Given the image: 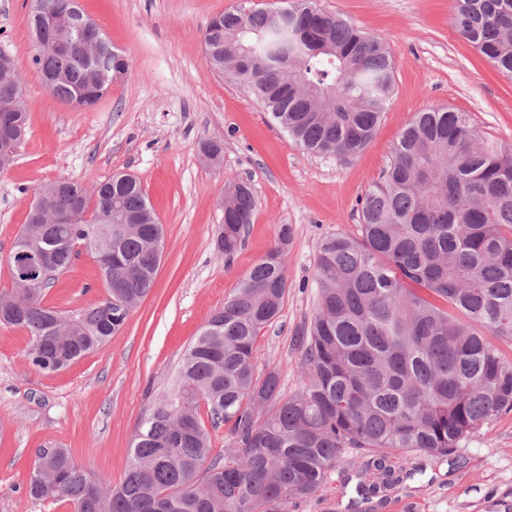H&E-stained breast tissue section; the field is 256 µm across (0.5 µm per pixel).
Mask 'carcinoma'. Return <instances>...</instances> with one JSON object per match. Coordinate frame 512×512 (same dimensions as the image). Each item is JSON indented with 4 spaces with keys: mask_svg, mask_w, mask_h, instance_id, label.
I'll return each mask as SVG.
<instances>
[{
    "mask_svg": "<svg viewBox=\"0 0 512 512\" xmlns=\"http://www.w3.org/2000/svg\"><path fill=\"white\" fill-rule=\"evenodd\" d=\"M288 17L269 9L223 12L201 34L205 63L247 90L304 150L351 158L363 151L394 89L387 48L316 0H288ZM459 33L512 76V0H455ZM55 52L34 47L32 63L60 101L95 105L111 74L90 65L84 41ZM34 194L50 206L76 205L84 220L49 224L27 216L30 246L51 275L0 290V325L25 330L29 359L55 373L107 342L151 290L164 229L133 175H112L93 191L68 181ZM226 258L238 250L255 199L240 183L224 195ZM291 228L214 312L186 349L169 387L143 417L121 481L112 486L66 448H40L29 494L65 501L73 512H288L313 498L347 450L370 457L376 496L401 480L399 453L446 457L489 420L512 412V148L486 137L462 112L430 109L401 132L389 164L365 193L356 236L318 246L317 304L297 337L300 389L281 393L280 374L257 372L253 348L277 320L288 289L284 262ZM110 247L124 258L112 288L69 317L45 289L80 249ZM226 424L232 447L211 456L200 412Z\"/></svg>",
    "mask_w": 512,
    "mask_h": 512,
    "instance_id": "1",
    "label": "carcinoma"
}]
</instances>
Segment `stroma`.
<instances>
[{"label": "stroma", "instance_id": "1", "mask_svg": "<svg viewBox=\"0 0 512 512\" xmlns=\"http://www.w3.org/2000/svg\"><path fill=\"white\" fill-rule=\"evenodd\" d=\"M89 16L129 60L94 107L78 110L48 91L31 63L27 0H0V50L20 72L29 133L0 171V289L40 184L66 179L93 188L112 173L139 178L165 229L151 293L123 328L62 371L47 374L27 353L30 338L0 327V512H72L27 488L40 448H69L96 477L115 485L152 399L170 384L186 348L209 317L272 247L280 225L293 229L286 256L288 291L277 321L254 345L258 371L277 369L281 389L300 385L294 338L316 298V255L331 234L357 235L358 200L389 162L401 131L418 112L466 113L490 139L512 146V79L501 74L452 24V0H318L381 40L395 86L372 140L356 157L310 154L246 92L211 71L201 31L226 10L278 8L282 0H82ZM224 144L209 166L201 141ZM248 182L256 209L244 244L224 259L217 237L228 184ZM107 290L98 264L81 252L45 292L46 305L72 314ZM404 481L361 504L356 486L366 459L346 451L317 499L289 512H498L512 504V413L496 417L446 457H395Z\"/></svg>", "mask_w": 512, "mask_h": 512}]
</instances>
